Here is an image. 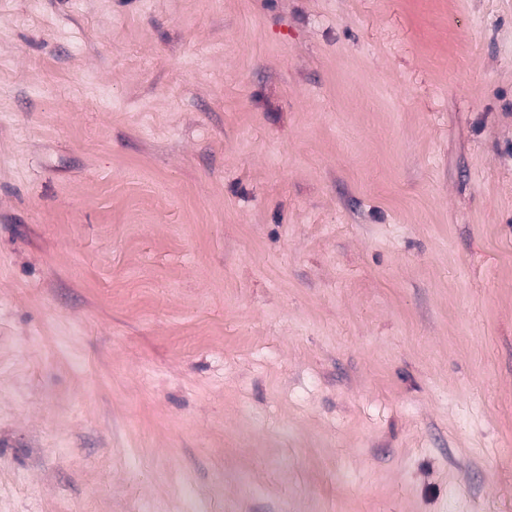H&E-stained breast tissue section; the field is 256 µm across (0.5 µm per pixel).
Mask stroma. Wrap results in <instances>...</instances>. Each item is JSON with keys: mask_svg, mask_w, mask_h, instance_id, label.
I'll use <instances>...</instances> for the list:
<instances>
[{"mask_svg": "<svg viewBox=\"0 0 512 512\" xmlns=\"http://www.w3.org/2000/svg\"><path fill=\"white\" fill-rule=\"evenodd\" d=\"M0 512H512V0H0Z\"/></svg>", "mask_w": 512, "mask_h": 512, "instance_id": "obj_1", "label": "stroma"}]
</instances>
